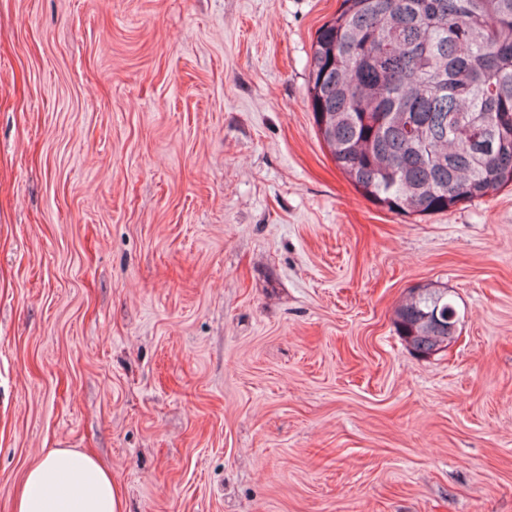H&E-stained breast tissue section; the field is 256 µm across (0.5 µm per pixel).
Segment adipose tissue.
Segmentation results:
<instances>
[{
  "mask_svg": "<svg viewBox=\"0 0 512 512\" xmlns=\"http://www.w3.org/2000/svg\"><path fill=\"white\" fill-rule=\"evenodd\" d=\"M15 512H122L111 473L91 456L70 448L50 450L32 467Z\"/></svg>",
  "mask_w": 512,
  "mask_h": 512,
  "instance_id": "ef3b65f1",
  "label": "adipose tissue"
}]
</instances>
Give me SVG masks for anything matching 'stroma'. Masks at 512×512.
<instances>
[{
	"mask_svg": "<svg viewBox=\"0 0 512 512\" xmlns=\"http://www.w3.org/2000/svg\"><path fill=\"white\" fill-rule=\"evenodd\" d=\"M339 5L0 0V512L54 448L123 512H512V187L355 189L307 104ZM394 315L396 333L409 350L420 356L447 348L459 321L448 290L432 286L412 289Z\"/></svg>",
	"mask_w": 512,
	"mask_h": 512,
	"instance_id": "35a3bbf8",
	"label": "stroma"
}]
</instances>
